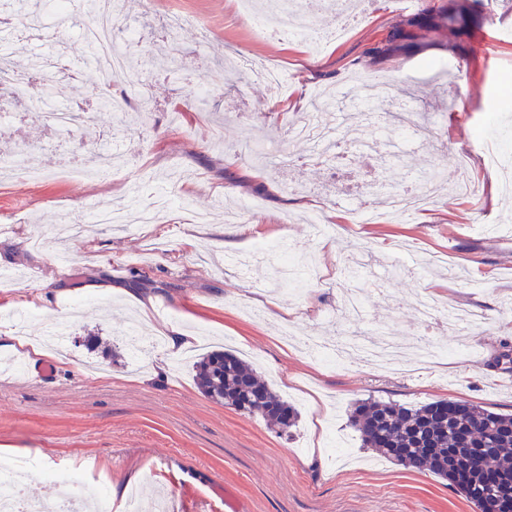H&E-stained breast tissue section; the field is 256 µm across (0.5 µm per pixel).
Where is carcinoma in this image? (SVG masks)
<instances>
[{
	"label": "carcinoma",
	"instance_id": "obj_1",
	"mask_svg": "<svg viewBox=\"0 0 512 512\" xmlns=\"http://www.w3.org/2000/svg\"><path fill=\"white\" fill-rule=\"evenodd\" d=\"M480 7L481 0H448L426 12L405 15L372 53L412 50L426 38L455 48L477 23ZM194 367L196 384L207 398L258 416L282 432L295 426V408L234 353L211 351ZM440 406L439 401L416 408L363 402L355 407L352 421L363 447L431 471L479 512H487L489 503L496 504L498 512H512V414L460 404L462 426V421L440 418Z\"/></svg>",
	"mask_w": 512,
	"mask_h": 512
}]
</instances>
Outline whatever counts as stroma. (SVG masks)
I'll return each mask as SVG.
<instances>
[{
	"label": "stroma",
	"mask_w": 512,
	"mask_h": 512,
	"mask_svg": "<svg viewBox=\"0 0 512 512\" xmlns=\"http://www.w3.org/2000/svg\"><path fill=\"white\" fill-rule=\"evenodd\" d=\"M485 45L465 41L378 62L367 54L403 16L399 0H360L351 17L323 4L316 28L346 27L341 39L310 49L300 38L258 35L238 0H135L127 18L137 31L128 49L139 63L129 78L88 61L77 31L58 38L53 27L19 14L0 23V57L22 72L41 55L60 57L47 84L58 108L83 107L92 121L52 133L0 105V152L23 149L42 170L40 182H0V269L42 272L36 283L0 285V455L27 462L31 495L54 504L51 473L79 471L102 480L113 501L139 488L144 512L165 491L168 512H224L233 489L244 512H477L447 481L403 467L362 447L351 422L358 403L418 407L461 401L512 414V191L487 162L489 151L512 147V103L500 91L512 78V0H483ZM177 14L182 27L165 28ZM185 58L162 63L171 44ZM255 66L274 65L280 87L253 82L246 69L224 72L228 53ZM131 104L122 116L103 110L105 90ZM373 111L406 105L424 132L413 147L379 144L373 125L357 118V99ZM327 102L341 114L337 159L312 156L287 135L298 119ZM120 135L128 166L109 179L72 177L63 155L77 156ZM467 153V167L453 155ZM437 169V192L422 210L352 224L350 209L410 185ZM476 196L455 193L461 179ZM184 201L166 221L124 232L100 224L70 238L75 255L56 274L51 245L32 246L52 218L82 219L88 207L144 202L155 187ZM336 216L339 232L319 237L312 213ZM286 239L314 278L290 295L288 279L268 261L240 269L236 259L264 239ZM383 291L365 298L364 317L334 320L346 280L342 268L356 247ZM438 294L476 311L483 330L473 349L412 375L354 363L339 369L304 356L298 336H339L370 344L386 334L408 342L428 333L436 344L460 337L422 330L417 297ZM31 314L30 334L45 319L70 313L71 356L32 359L11 347V312ZM139 321L145 335L169 326L205 337L209 349L230 350L298 411L288 433L208 400L192 362L173 365L168 347L131 364L122 331ZM49 366L50 376L39 373Z\"/></svg>",
	"instance_id": "1"
}]
</instances>
